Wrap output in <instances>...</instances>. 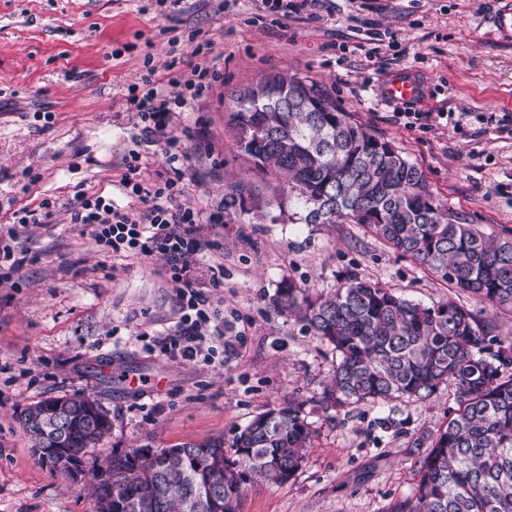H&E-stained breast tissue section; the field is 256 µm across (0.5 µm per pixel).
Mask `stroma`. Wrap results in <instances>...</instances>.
Segmentation results:
<instances>
[{"instance_id": "obj_1", "label": "stroma", "mask_w": 512, "mask_h": 512, "mask_svg": "<svg viewBox=\"0 0 512 512\" xmlns=\"http://www.w3.org/2000/svg\"><path fill=\"white\" fill-rule=\"evenodd\" d=\"M500 0H319L300 13L258 12L255 0H0V241L24 263L0 262V512H91L88 473L111 452L231 443L255 415L302 404L315 433L296 477L254 486L239 512H386L407 495L417 462L448 419L447 391L426 400L317 405L333 351L270 304L283 279L316 294L350 273L426 306L459 297L512 343V307L493 308L437 280L357 224L297 220L286 184L251 170L228 125L232 96L270 73L322 83L353 119L424 172L429 191L486 236L512 235V39L495 33ZM189 60L209 42L220 79L170 123L205 206L239 183L255 197L232 221L200 225L206 256L191 267L239 335L210 359L163 354L155 334L179 317L161 254L121 258L72 223L78 193L114 192L140 119L128 85L152 55L168 75V41ZM380 47L370 58L369 48ZM410 71L424 97L412 112L383 79ZM49 201L50 224L12 227V213ZM224 285H212L215 267ZM84 394L112 429L83 458L84 479L43 465L20 424L29 405ZM394 419L395 428L379 422Z\"/></svg>"}]
</instances>
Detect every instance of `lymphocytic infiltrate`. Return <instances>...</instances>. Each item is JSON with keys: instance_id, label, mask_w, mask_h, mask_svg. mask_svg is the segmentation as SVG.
Segmentation results:
<instances>
[{"instance_id": "obj_1", "label": "lymphocytic infiltrate", "mask_w": 512, "mask_h": 512, "mask_svg": "<svg viewBox=\"0 0 512 512\" xmlns=\"http://www.w3.org/2000/svg\"><path fill=\"white\" fill-rule=\"evenodd\" d=\"M167 83L144 74L140 82L127 88L125 106L138 113L141 127L133 138L134 147L125 156V172L118 188L137 201L136 213L118 207L111 197L94 193L81 195L71 220L89 227L97 243L119 257L165 255L170 279L180 299V320L172 333L158 336L157 342L171 356L185 360L208 355L210 338L223 340L225 350H233L227 335L231 330L223 314L200 291L190 277V267L210 247L197 227L224 222V205L207 210L193 206L187 198L183 170L186 147L183 140L169 136L167 123L172 114L185 111L203 99L219 75L207 59L180 68L178 59L168 63ZM162 146L163 161L153 179L142 177V167L150 147Z\"/></svg>"}]
</instances>
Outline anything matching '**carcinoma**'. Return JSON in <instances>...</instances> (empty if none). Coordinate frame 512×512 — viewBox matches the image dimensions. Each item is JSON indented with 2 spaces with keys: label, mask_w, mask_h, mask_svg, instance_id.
<instances>
[{
  "label": "carcinoma",
  "mask_w": 512,
  "mask_h": 512,
  "mask_svg": "<svg viewBox=\"0 0 512 512\" xmlns=\"http://www.w3.org/2000/svg\"><path fill=\"white\" fill-rule=\"evenodd\" d=\"M229 120L242 156L288 183L304 223L360 224L458 291L512 306V238L488 239L439 203L423 172L318 81L270 74L235 95ZM246 195L243 184L224 196V218ZM272 303L335 353L317 399L324 409L426 400L443 388L452 396L456 408L419 461L411 493L388 512H512V345L492 350L494 327L457 301L425 306L356 274L325 296L284 280ZM62 399L65 440L45 445L37 426L51 423ZM62 399L28 407L22 427L42 464L64 456L80 469L112 420L94 399ZM312 433L290 402L258 414L228 448L218 440L114 452L105 468L112 484L90 476L93 512H237L247 488L294 478Z\"/></svg>",
  "instance_id": "obj_1"
}]
</instances>
